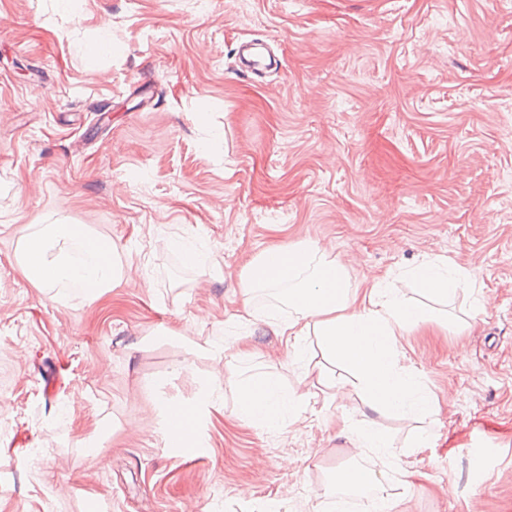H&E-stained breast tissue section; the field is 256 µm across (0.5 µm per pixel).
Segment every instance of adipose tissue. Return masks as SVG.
<instances>
[{"label": "adipose tissue", "mask_w": 512, "mask_h": 512, "mask_svg": "<svg viewBox=\"0 0 512 512\" xmlns=\"http://www.w3.org/2000/svg\"><path fill=\"white\" fill-rule=\"evenodd\" d=\"M16 258L35 287L69 301L95 300L124 284L129 271L125 254L111 241L75 224L26 225ZM409 274L422 294L437 303L473 285L465 269L444 259L423 262ZM239 286L243 321L264 324L284 337L296 357L309 356V339L317 337L326 360L345 367L372 413L408 419L433 415L431 393L400 365L397 352L400 336L426 322L429 312L406 298L389 277L352 287L344 264L315 243L300 240L255 257L241 272ZM234 409L240 419L282 431L299 419L303 397L285 392L279 377L255 373L237 381ZM347 432L362 454L382 464L394 458V438L378 423L351 426ZM341 483L366 486L372 512H389L392 494L385 471L342 467L327 495H335Z\"/></svg>", "instance_id": "1"}]
</instances>
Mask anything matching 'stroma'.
<instances>
[{
    "instance_id": "35a3bbf8",
    "label": "stroma",
    "mask_w": 512,
    "mask_h": 512,
    "mask_svg": "<svg viewBox=\"0 0 512 512\" xmlns=\"http://www.w3.org/2000/svg\"><path fill=\"white\" fill-rule=\"evenodd\" d=\"M245 43L280 68H247ZM56 221L109 236L128 282L82 303L34 287L21 230ZM300 240L416 302L403 273L427 257L481 286L484 310L462 291L454 325L399 338L437 410L423 448L381 420L393 512H512V0H0V512H368V492L324 494L357 454L359 394L329 398L237 318L244 266ZM162 328L244 339L300 420L237 418L233 351ZM204 394L200 449L172 447L163 402Z\"/></svg>"
}]
</instances>
